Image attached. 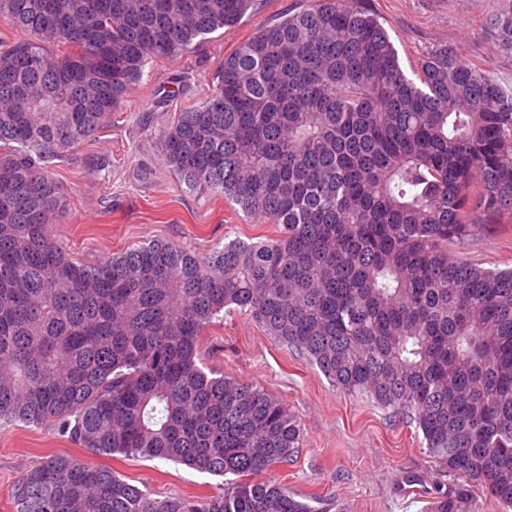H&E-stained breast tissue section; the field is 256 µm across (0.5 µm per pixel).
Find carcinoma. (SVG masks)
<instances>
[{"label":"carcinoma","mask_w":512,"mask_h":512,"mask_svg":"<svg viewBox=\"0 0 512 512\" xmlns=\"http://www.w3.org/2000/svg\"><path fill=\"white\" fill-rule=\"evenodd\" d=\"M253 0H0V425L102 455L238 477L153 498L72 455L36 460L16 512H317L253 481L300 428L283 400L204 371L247 312L336 389L408 417L448 487L429 512L512 509V267L451 255L512 221V95L446 45L403 70L363 0H314L224 57L160 131L164 162L276 235L202 256L153 240L74 259L49 162L95 137L147 64L238 24ZM512 47V11L496 17Z\"/></svg>","instance_id":"obj_1"}]
</instances>
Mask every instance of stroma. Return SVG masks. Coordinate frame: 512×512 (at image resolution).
Masks as SVG:
<instances>
[{
    "instance_id": "1",
    "label": "stroma",
    "mask_w": 512,
    "mask_h": 512,
    "mask_svg": "<svg viewBox=\"0 0 512 512\" xmlns=\"http://www.w3.org/2000/svg\"><path fill=\"white\" fill-rule=\"evenodd\" d=\"M311 0H254L235 27L206 36L193 50L147 65L134 90L91 141L54 160L67 213L55 230L71 256L93 262L103 254L165 239L206 254L232 239L255 242L274 234L248 223L238 206L190 191L166 167L158 131L209 94L225 55L259 27ZM512 0H367L398 51L402 68L436 46H453L512 92V51L493 18ZM180 86H173V79ZM485 268L512 267V224L477 236L461 250ZM205 369L264 387L284 399L301 427L298 452L263 473L321 512H423L446 476L429 457L413 424L361 397L337 391L306 356L276 343L249 315L235 311L210 330ZM69 454L112 468L153 497L211 495L227 480L168 460L104 456L79 447L52 427L0 426V512H16L15 484L38 457ZM419 475L418 484L405 481Z\"/></svg>"
}]
</instances>
